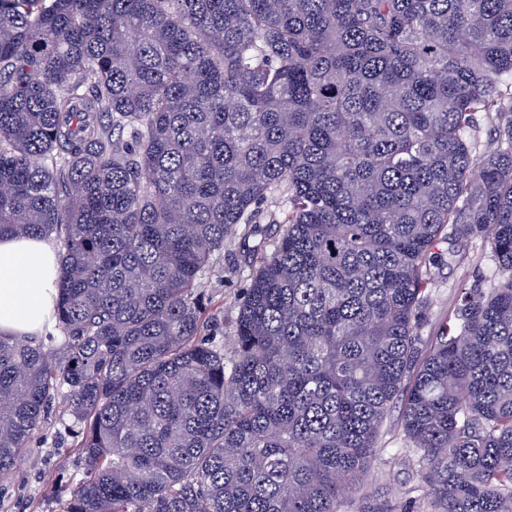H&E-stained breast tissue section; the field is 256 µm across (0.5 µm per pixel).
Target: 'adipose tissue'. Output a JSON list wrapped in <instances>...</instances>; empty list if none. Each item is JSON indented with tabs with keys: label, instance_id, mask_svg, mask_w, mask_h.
<instances>
[{
	"label": "adipose tissue",
	"instance_id": "obj_1",
	"mask_svg": "<svg viewBox=\"0 0 512 512\" xmlns=\"http://www.w3.org/2000/svg\"><path fill=\"white\" fill-rule=\"evenodd\" d=\"M54 249L42 237L0 238V334L40 332L56 299Z\"/></svg>",
	"mask_w": 512,
	"mask_h": 512
}]
</instances>
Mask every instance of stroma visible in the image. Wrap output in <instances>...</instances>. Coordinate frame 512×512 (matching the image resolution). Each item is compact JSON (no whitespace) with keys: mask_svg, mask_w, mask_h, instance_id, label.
<instances>
[{"mask_svg":"<svg viewBox=\"0 0 512 512\" xmlns=\"http://www.w3.org/2000/svg\"><path fill=\"white\" fill-rule=\"evenodd\" d=\"M254 239L234 234L224 244V256L215 264L202 286L207 308L224 313L232 323L238 313L245 285L244 263L251 260ZM451 241L436 247L439 257L437 279L423 308L418 334L424 343L439 335L454 311L461 289L490 290L496 278L487 233L473 237L462 261L449 263ZM402 403L390 409L382 428L379 453L357 480L355 494L368 505L388 502L393 512H420L422 481L409 463L412 454L400 427ZM64 398H56L40 430L27 450V461L12 473L0 476V512H62L63 502L53 493L57 480L78 481L83 461L72 446Z\"/></svg>","mask_w":512,"mask_h":512,"instance_id":"stroma-1","label":"stroma"}]
</instances>
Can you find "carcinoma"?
Segmentation results:
<instances>
[{
    "instance_id": "cac0c4a2",
    "label": "carcinoma",
    "mask_w": 512,
    "mask_h": 512,
    "mask_svg": "<svg viewBox=\"0 0 512 512\" xmlns=\"http://www.w3.org/2000/svg\"><path fill=\"white\" fill-rule=\"evenodd\" d=\"M271 205L227 356L201 281ZM486 228L419 356L437 241ZM52 234L0 475L64 390L62 512H368L401 396L426 512H512V0H0V237Z\"/></svg>"
}]
</instances>
